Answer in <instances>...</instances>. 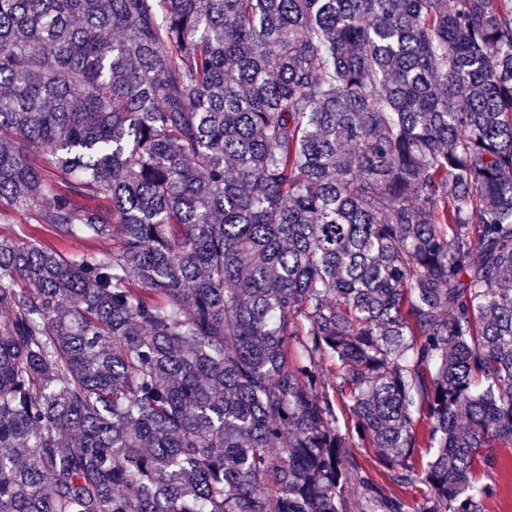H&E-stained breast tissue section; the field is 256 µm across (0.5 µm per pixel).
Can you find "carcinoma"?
Returning <instances> with one entry per match:
<instances>
[{"mask_svg":"<svg viewBox=\"0 0 512 512\" xmlns=\"http://www.w3.org/2000/svg\"><path fill=\"white\" fill-rule=\"evenodd\" d=\"M2 208L0 512L497 494L512 0H0ZM6 217L0 218V232L6 231L13 239L19 243H27L31 240H37L41 244L49 247H57L66 253H85L92 247L98 250L112 249V239H104L96 243H90L80 237H70L59 240L51 233L33 224L28 217L17 212L9 211L5 213Z\"/></svg>","mask_w":512,"mask_h":512,"instance_id":"obj_1","label":"carcinoma"}]
</instances>
